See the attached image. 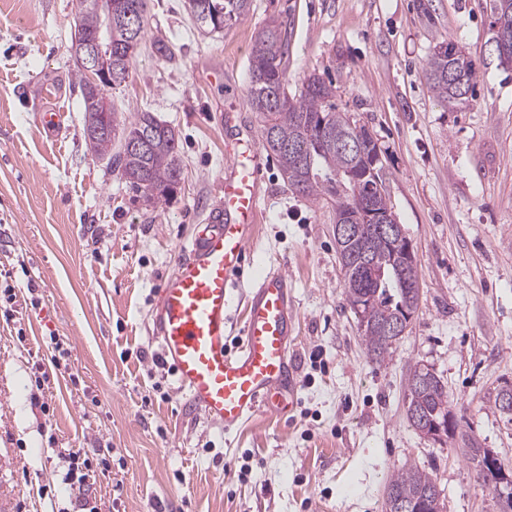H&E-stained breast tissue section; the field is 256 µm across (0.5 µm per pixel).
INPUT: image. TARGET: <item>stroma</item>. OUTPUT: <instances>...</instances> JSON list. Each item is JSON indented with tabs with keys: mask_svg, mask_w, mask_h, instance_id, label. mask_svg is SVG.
<instances>
[{
	"mask_svg": "<svg viewBox=\"0 0 512 512\" xmlns=\"http://www.w3.org/2000/svg\"><path fill=\"white\" fill-rule=\"evenodd\" d=\"M271 17L286 33L289 91L329 78L338 110L377 142L420 300L392 356L372 362L343 294L330 204L289 191L264 157L244 272L288 274L300 386L291 413L227 432L157 363L153 309L216 200L225 115L259 128L249 59ZM490 20V0H252L247 19L205 34L183 0H149L112 99L178 135L181 183L152 207L86 146L73 0H0V273L16 293L0 316V512H72L70 451L107 465L86 482L96 512H385V483L407 464L433 473L447 512H498L472 464L404 411L411 369L432 367L463 431L512 467V417L488 404L512 382V70L489 54ZM443 40L475 63L469 106L439 102L424 77ZM49 111L61 115L55 137L39 122ZM55 338L68 371L51 362Z\"/></svg>",
	"mask_w": 512,
	"mask_h": 512,
	"instance_id": "stroma-1",
	"label": "stroma"
}]
</instances>
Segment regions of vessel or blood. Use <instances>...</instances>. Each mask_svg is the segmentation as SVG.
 I'll list each match as a JSON object with an SVG mask.
<instances>
[{
    "label": "vessel or blood",
    "instance_id": "1",
    "mask_svg": "<svg viewBox=\"0 0 512 512\" xmlns=\"http://www.w3.org/2000/svg\"><path fill=\"white\" fill-rule=\"evenodd\" d=\"M260 160L254 134H236L219 200L184 246L154 307V334L179 388L227 431L260 411L283 413L286 396L297 389L289 360L293 307L283 270H269L252 284L240 353L230 355L226 344L228 313L259 212Z\"/></svg>",
    "mask_w": 512,
    "mask_h": 512
}]
</instances>
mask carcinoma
Instances as JSON below:
<instances>
[{
    "mask_svg": "<svg viewBox=\"0 0 512 512\" xmlns=\"http://www.w3.org/2000/svg\"><path fill=\"white\" fill-rule=\"evenodd\" d=\"M98 2L76 0L77 22L71 39H86L103 27L105 18ZM112 2V84L88 87L86 72L81 63H76L85 141L96 154L110 157L112 166L132 190L148 204L158 205L170 199L181 180L179 140L174 128L147 110L134 113L128 121L114 111L112 135L91 131L104 118L108 91L129 77L135 58L129 53L130 21L141 20L139 32L145 33L146 0ZM251 2L185 0L184 7L201 30L213 33L247 18ZM287 49L277 21L267 22L258 31L249 60L247 102L259 120L262 147L277 160L288 189L315 200H329L335 219L370 210L396 221L385 195L377 142L369 129L336 110L332 83L316 73L304 78L299 93L288 94L284 65ZM424 75L437 100L448 104L472 100L477 70L461 47L451 43L444 48L434 46ZM358 135L363 137V153L352 155L344 150L343 143ZM349 169L362 178L361 184L352 182L346 174ZM336 253L346 301L357 319L361 342L370 358L382 363L392 356L400 340L387 327L400 319L402 329H407L409 317L418 309L417 264L399 260L394 242L370 224L362 225L353 239H336ZM405 400L406 419L419 434L451 419V434L466 437L455 421L444 381L427 365L418 363L411 370ZM459 452L473 464L476 474L483 473L490 449L461 448ZM436 487L432 473L405 465L386 482L385 512H400L405 506L412 512H446L445 498L436 495ZM492 490L498 496L501 512H512V480Z\"/></svg>",
    "mask_w": 512,
    "mask_h": 512,
    "instance_id": "carcinoma-1",
    "label": "carcinoma"
}]
</instances>
